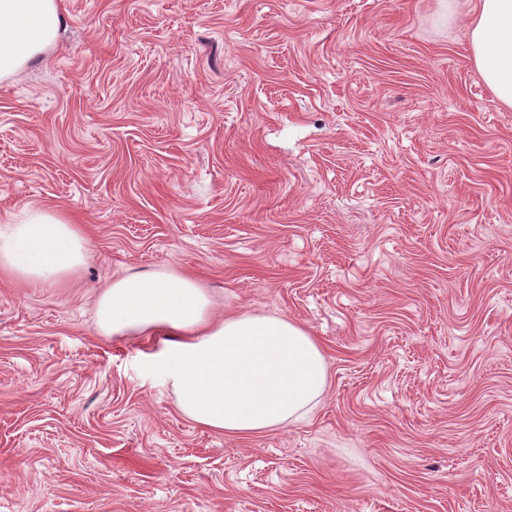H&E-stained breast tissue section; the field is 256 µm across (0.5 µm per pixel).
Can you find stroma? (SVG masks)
Masks as SVG:
<instances>
[{"label":"stroma","instance_id":"obj_1","mask_svg":"<svg viewBox=\"0 0 512 512\" xmlns=\"http://www.w3.org/2000/svg\"><path fill=\"white\" fill-rule=\"evenodd\" d=\"M0 80V217L80 224L65 287L0 276V512H512V110L463 0H61ZM198 278L322 344L314 413L185 418L99 286Z\"/></svg>","mask_w":512,"mask_h":512}]
</instances>
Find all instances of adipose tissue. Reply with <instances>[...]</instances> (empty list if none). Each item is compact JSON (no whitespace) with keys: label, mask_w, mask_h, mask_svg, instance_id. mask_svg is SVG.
<instances>
[{"label":"adipose tissue","mask_w":512,"mask_h":512,"mask_svg":"<svg viewBox=\"0 0 512 512\" xmlns=\"http://www.w3.org/2000/svg\"><path fill=\"white\" fill-rule=\"evenodd\" d=\"M59 0H0V79L42 57L59 36ZM470 59L495 101L512 108V0H473ZM87 239L61 212L31 204L0 219V274L62 285L83 264ZM97 326L107 336L160 333L153 370L186 418L227 435L283 428L309 415L329 385L315 336L280 315L212 314L208 293L176 273L130 274L104 285Z\"/></svg>","instance_id":"adipose-tissue-1"}]
</instances>
